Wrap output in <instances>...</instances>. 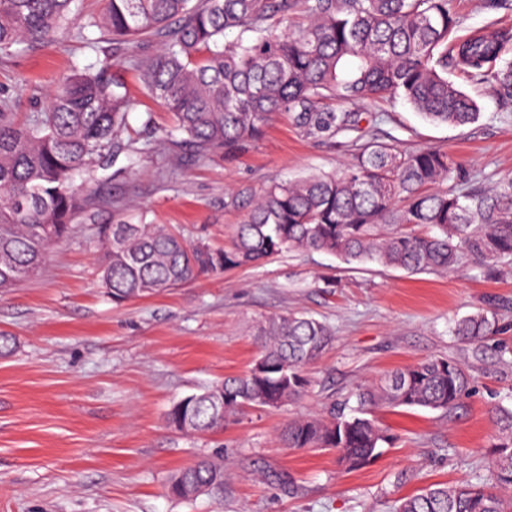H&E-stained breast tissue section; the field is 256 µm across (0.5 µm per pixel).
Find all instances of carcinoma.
Masks as SVG:
<instances>
[{
    "instance_id": "cac0c4a2",
    "label": "carcinoma",
    "mask_w": 512,
    "mask_h": 512,
    "mask_svg": "<svg viewBox=\"0 0 512 512\" xmlns=\"http://www.w3.org/2000/svg\"><path fill=\"white\" fill-rule=\"evenodd\" d=\"M75 0H0V53L48 47L75 19ZM308 23L296 32L276 25L296 10ZM94 26L125 42L154 33L163 47L140 57L142 83L175 121V134L199 151L231 153L289 112L308 138L367 136L353 104L400 98L421 117L462 127L480 117L477 102L448 79V63L492 93L512 100V60L503 58L512 30L466 39L452 0H105ZM238 32L224 42L228 32ZM124 83L105 70L75 69L35 112L17 111L0 88V289L37 273L49 247L66 237L87 207L74 184L79 169H106L127 126ZM448 180L446 190L433 185ZM466 168L433 148L400 150L376 139L360 145L340 171L307 175L267 188L238 225L231 246L189 243L154 224H113L103 234L102 287L122 303L202 275L252 266L283 251H322L348 264L376 263L409 273L453 271L469 254L490 270L512 258V175L493 187L466 186ZM465 342L499 334L490 303L455 323ZM334 332L306 314L268 318L258 331L262 368L187 395L166 413L172 429L207 433L247 408H279L299 399L307 367ZM472 379L453 359L408 365L357 390V408L342 404L318 418L290 419L287 448L336 452L344 469H360L395 438L373 416L380 405L448 411ZM490 478L432 484L392 503V512H512V409L495 407ZM219 494L224 461L212 457L179 470L170 497Z\"/></svg>"
}]
</instances>
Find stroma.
Instances as JSON below:
<instances>
[{"label":"stroma","mask_w":512,"mask_h":512,"mask_svg":"<svg viewBox=\"0 0 512 512\" xmlns=\"http://www.w3.org/2000/svg\"><path fill=\"white\" fill-rule=\"evenodd\" d=\"M453 2L462 20L457 38L512 29V8ZM163 40L129 45L87 27L84 37L52 48L0 53V88L23 112L35 111L33 94L53 90L72 64L108 68L127 89L138 149L85 177L88 213L48 250L37 276L0 293V335L12 339L0 356V512H387L393 498L426 485L486 479L489 411L512 409V266L487 277L466 257L451 273L410 274L283 252L122 304L101 287L103 226L163 224L186 241L221 247L270 184L335 172L355 149L350 135L304 137L286 112L235 153L171 147L159 134L174 116L133 65ZM448 76L478 103V122L432 124L400 99L357 108L376 118L370 137L449 152L477 185L489 186L512 174V102L456 67ZM490 299L502 302V333L481 344L458 340L454 321ZM286 312L313 315L336 336L309 367L302 399L246 411L208 435L167 426L175 400L248 371L259 353L254 326ZM439 357L466 366L471 394L451 412L378 408L377 420L397 439L365 467L346 471L334 453L280 445L289 418L320 415L386 371ZM202 456L223 458V494L170 498V477Z\"/></svg>","instance_id":"35a3bbf8"}]
</instances>
